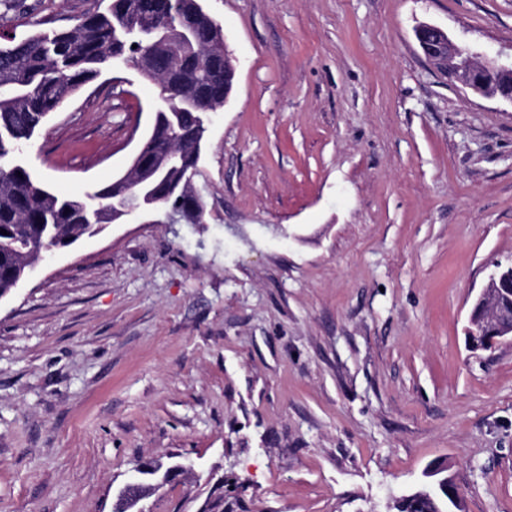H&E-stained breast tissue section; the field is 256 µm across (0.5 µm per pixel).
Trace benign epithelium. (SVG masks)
<instances>
[{
    "label": "benign epithelium",
    "mask_w": 512,
    "mask_h": 512,
    "mask_svg": "<svg viewBox=\"0 0 512 512\" xmlns=\"http://www.w3.org/2000/svg\"><path fill=\"white\" fill-rule=\"evenodd\" d=\"M415 37L425 57L437 65L448 79L481 97H497L512 103V56L492 53L467 38H454L442 28L421 24ZM157 210L154 192L131 196L126 214H152ZM469 347L485 349L497 341L512 342V264L495 265L488 281L474 301L469 325L465 329ZM193 462L185 459L172 466L159 461L137 466L119 490L114 512H144L138 504L159 489L178 472L190 470ZM445 466L429 468L426 476L436 478L432 489L411 493L430 501L442 494L449 497L455 512H464L463 498L453 489V480L444 475Z\"/></svg>",
    "instance_id": "benign-epithelium-1"
}]
</instances>
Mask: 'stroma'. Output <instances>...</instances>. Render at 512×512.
Returning a JSON list of instances; mask_svg holds the SVG:
<instances>
[{
    "label": "stroma",
    "instance_id": "35a3bbf8",
    "mask_svg": "<svg viewBox=\"0 0 512 512\" xmlns=\"http://www.w3.org/2000/svg\"><path fill=\"white\" fill-rule=\"evenodd\" d=\"M11 35L107 0H25ZM235 67L208 116L202 223L133 216L0 300V512H113L137 464L194 463L144 512H397L447 464L465 512H512V343L469 350L512 260V104L422 53L434 24L512 54V0H203ZM160 101L86 84L22 156L82 197Z\"/></svg>",
    "mask_w": 512,
    "mask_h": 512
}]
</instances>
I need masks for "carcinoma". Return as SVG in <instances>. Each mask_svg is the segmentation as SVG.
I'll return each instance as SVG.
<instances>
[{"instance_id": "1", "label": "carcinoma", "mask_w": 512, "mask_h": 512, "mask_svg": "<svg viewBox=\"0 0 512 512\" xmlns=\"http://www.w3.org/2000/svg\"><path fill=\"white\" fill-rule=\"evenodd\" d=\"M24 8V0H0V27ZM125 64L168 98L158 122L181 132L179 164L155 170L154 157L167 142L151 133L142 145L146 167L130 168L84 198L45 189L17 160L20 149L83 86ZM233 85L234 76L224 71L222 29L200 0H110L104 11L68 29L0 47V230L7 231L0 233V299L18 286L45 244L99 234L124 217V196L145 186L156 187L158 207L180 198L186 215L200 219L203 206L191 180L206 116L224 106Z\"/></svg>"}]
</instances>
